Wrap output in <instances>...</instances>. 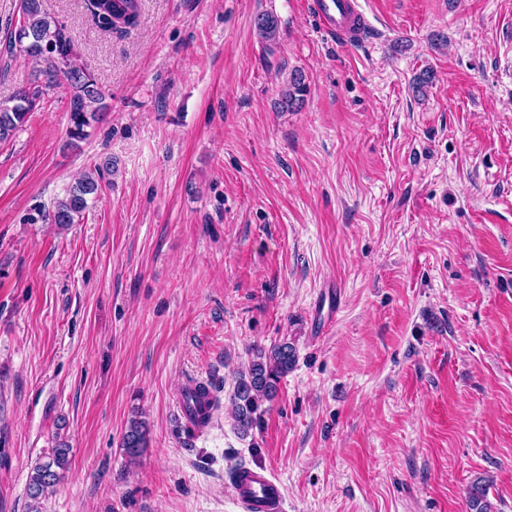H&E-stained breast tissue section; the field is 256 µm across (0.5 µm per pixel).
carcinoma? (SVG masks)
<instances>
[{
    "instance_id": "obj_1",
    "label": "carcinoma",
    "mask_w": 512,
    "mask_h": 512,
    "mask_svg": "<svg viewBox=\"0 0 512 512\" xmlns=\"http://www.w3.org/2000/svg\"><path fill=\"white\" fill-rule=\"evenodd\" d=\"M86 9L93 25L110 34L128 33L139 23L138 0H86ZM254 26L262 39L271 41L278 22L275 16L266 13L254 19ZM3 30L0 57L9 59L23 54L42 69L40 76L15 95L0 99V143L14 136L48 89L64 83L69 94L67 144L77 146V142L88 136L86 128L101 120L106 105L104 92L94 74L78 63L70 32L44 11L42 0H20L18 20H7ZM306 91L305 77L296 70L281 90L278 105L286 111L297 110L305 101ZM98 190L97 179L84 175L68 190L65 198L56 202L48 219L59 225L75 223L88 208V197ZM294 362V348L287 342L275 344L267 351L255 349L248 370L238 375L233 387V417L241 435L246 436L259 426L264 403L275 399L280 379L292 369ZM146 435L145 422L135 418L129 422L121 442L125 458L134 461L141 455ZM68 454L67 446H59L34 466L28 483V495L33 502H39L65 477ZM467 505L469 512H495L479 479L469 489Z\"/></svg>"
}]
</instances>
